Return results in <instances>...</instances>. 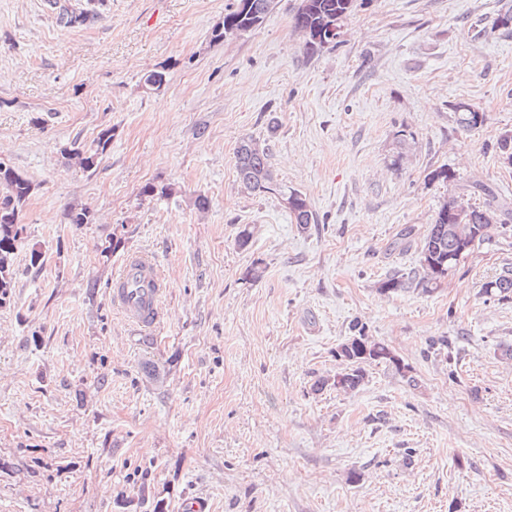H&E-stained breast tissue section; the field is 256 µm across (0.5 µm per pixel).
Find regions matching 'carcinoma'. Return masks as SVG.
Wrapping results in <instances>:
<instances>
[{
	"mask_svg": "<svg viewBox=\"0 0 512 512\" xmlns=\"http://www.w3.org/2000/svg\"><path fill=\"white\" fill-rule=\"evenodd\" d=\"M311 6L304 10L297 7L293 15V26L299 33L308 30L311 34L330 23L343 26L344 20L355 8V0H308ZM50 8L57 13V19L65 27L91 23L99 17L97 9L91 7L79 11L71 8L68 0H48ZM273 9L272 0H233L224 9V26L212 31L215 42L224 40V29H237L243 33L258 28L266 15ZM336 45L327 38L314 40L304 38L303 50L309 57L320 54L326 47ZM456 124L464 131L477 128L475 119L479 109L466 101L452 105ZM112 145V128L103 127L89 143L74 142L65 149L67 160L72 161L85 171L97 168ZM270 145L251 136L242 138L235 149V171L241 186L253 193H273L279 191L273 169L270 165ZM34 185L31 180L8 167V173L0 174V306L11 302L14 288L15 255L22 247H27L29 266L40 265L42 251L40 247L27 242L26 227L20 222L21 208L32 194ZM288 202L287 209L291 220L301 230L318 223V217L305 195L297 190L283 194ZM485 212H496L490 205L476 206L458 194L441 203L435 212L431 224L420 246V269L407 277L391 276L382 282L380 290L398 292L409 289L414 284L432 290L440 280L455 268L458 261L447 262L444 268L433 266L435 257H453L459 251L460 240L457 235L448 232V225L454 224L463 235L469 236L473 244H479L490 238L494 229L492 224L482 223ZM70 224H91L94 216L86 207H71L66 212ZM483 292L491 297L509 299L512 297V270H506L495 279L483 285ZM356 335L348 337L336 350V357L343 367L332 378H323L316 384L317 390L333 386L336 390L349 393L364 384L365 366L384 364L405 374L406 366L383 342L369 339L363 328L352 325Z\"/></svg>",
	"mask_w": 512,
	"mask_h": 512,
	"instance_id": "cac0c4a2",
	"label": "carcinoma"
}]
</instances>
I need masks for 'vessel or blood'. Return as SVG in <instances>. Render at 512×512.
<instances>
[{
    "mask_svg": "<svg viewBox=\"0 0 512 512\" xmlns=\"http://www.w3.org/2000/svg\"><path fill=\"white\" fill-rule=\"evenodd\" d=\"M166 288L156 263L145 254L135 253L124 261L112 290V301L128 320L149 328L160 318Z\"/></svg>",
    "mask_w": 512,
    "mask_h": 512,
    "instance_id": "obj_1",
    "label": "vessel or blood"
}]
</instances>
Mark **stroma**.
<instances>
[{
  "label": "stroma",
  "mask_w": 512,
  "mask_h": 512,
  "mask_svg": "<svg viewBox=\"0 0 512 512\" xmlns=\"http://www.w3.org/2000/svg\"><path fill=\"white\" fill-rule=\"evenodd\" d=\"M229 2L105 0L66 27L45 0H0V157L35 185L20 219L45 254L18 253L0 307V512H512V298L482 291L512 269V30L494 24L512 0H357L312 58L298 0L212 41ZM460 100L481 127H457ZM106 126L96 170L64 159ZM248 136L309 199L308 231L238 183ZM441 166L454 183H428ZM461 191L504 204L491 238L432 292L381 293ZM72 206L94 222L66 223ZM134 251L169 284L150 344L110 300ZM355 323L410 378L373 364L354 392L315 391Z\"/></svg>",
  "instance_id": "1"
}]
</instances>
